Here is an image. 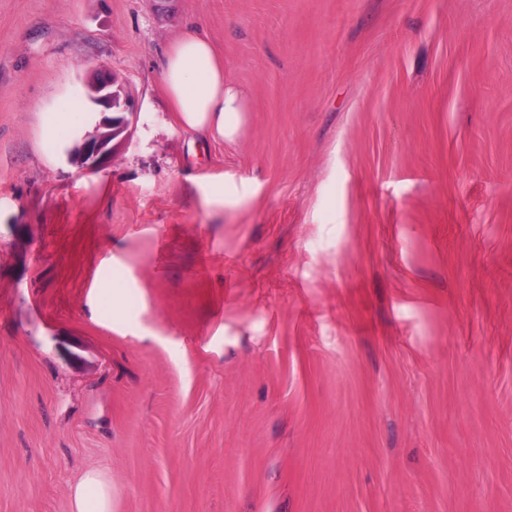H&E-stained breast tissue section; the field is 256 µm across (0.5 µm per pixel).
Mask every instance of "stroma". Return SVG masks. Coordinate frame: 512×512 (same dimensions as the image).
Listing matches in <instances>:
<instances>
[{
  "label": "stroma",
  "instance_id": "obj_1",
  "mask_svg": "<svg viewBox=\"0 0 512 512\" xmlns=\"http://www.w3.org/2000/svg\"><path fill=\"white\" fill-rule=\"evenodd\" d=\"M189 32L247 105L196 154ZM102 71L138 112L86 173L40 115ZM90 469L112 512H512V0H0V512Z\"/></svg>",
  "mask_w": 512,
  "mask_h": 512
}]
</instances>
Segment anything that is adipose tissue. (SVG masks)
<instances>
[{
  "label": "adipose tissue",
  "instance_id": "1",
  "mask_svg": "<svg viewBox=\"0 0 512 512\" xmlns=\"http://www.w3.org/2000/svg\"><path fill=\"white\" fill-rule=\"evenodd\" d=\"M162 78L181 128L202 141L234 138L245 110L240 91L224 82V66L209 39L183 36L165 52ZM73 512H112V485L96 470L83 474L71 492Z\"/></svg>",
  "mask_w": 512,
  "mask_h": 512
}]
</instances>
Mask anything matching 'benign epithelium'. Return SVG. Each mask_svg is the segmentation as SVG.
Masks as SVG:
<instances>
[{"mask_svg":"<svg viewBox=\"0 0 512 512\" xmlns=\"http://www.w3.org/2000/svg\"><path fill=\"white\" fill-rule=\"evenodd\" d=\"M89 100L102 116L97 130L82 139L76 153L70 156V159L84 170L95 172L111 162L114 141L126 138L130 132L131 119L114 123L110 113L119 106L121 111L131 116L136 113V109L128 96L122 94L116 78L110 74L101 73L92 81Z\"/></svg>","mask_w":512,"mask_h":512,"instance_id":"1","label":"benign epithelium"}]
</instances>
